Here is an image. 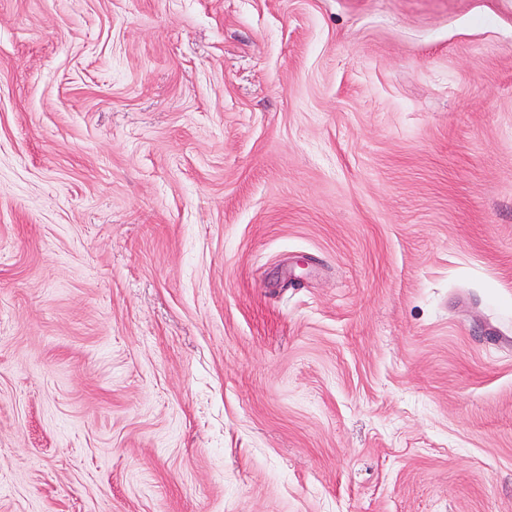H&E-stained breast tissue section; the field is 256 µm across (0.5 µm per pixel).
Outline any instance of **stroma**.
Instances as JSON below:
<instances>
[{
    "mask_svg": "<svg viewBox=\"0 0 512 512\" xmlns=\"http://www.w3.org/2000/svg\"><path fill=\"white\" fill-rule=\"evenodd\" d=\"M512 0H0V512H512Z\"/></svg>",
    "mask_w": 512,
    "mask_h": 512,
    "instance_id": "1",
    "label": "stroma"
}]
</instances>
